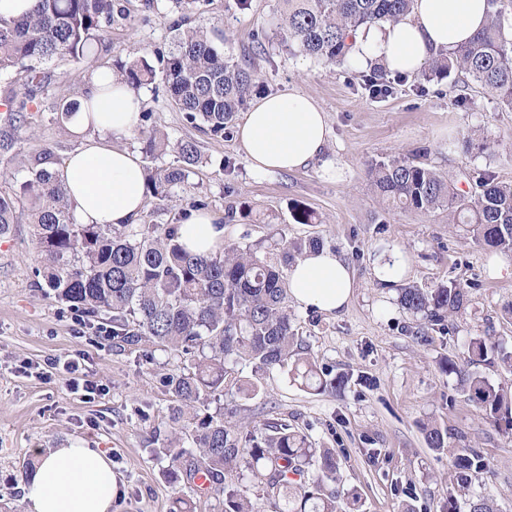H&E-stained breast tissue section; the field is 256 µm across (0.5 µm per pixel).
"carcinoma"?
<instances>
[{"label":"carcinoma","instance_id":"obj_1","mask_svg":"<svg viewBox=\"0 0 512 512\" xmlns=\"http://www.w3.org/2000/svg\"><path fill=\"white\" fill-rule=\"evenodd\" d=\"M284 22L276 28L280 45L293 55L324 64L350 62L352 36L362 27L395 23L411 11L413 0H279ZM483 28L455 48L431 53L416 73L425 82L451 71L463 72L485 88L499 105L512 111V39L502 20L500 0H487ZM127 17L118 0H36L32 11L9 21L0 19V165L25 153L24 133L40 111L38 93L47 64H84L98 47L112 49L115 18ZM155 69L146 57L117 63V78L135 91L161 81L177 108L192 124L224 137L260 83L255 72L224 58L203 28L177 31L169 52ZM365 88L374 96L390 92L380 65ZM71 94L54 103L56 120L66 125L79 109ZM141 115L134 136L144 158L173 160L144 168L145 196L166 199L189 182L202 155L193 140L173 141L146 125ZM52 149L29 159L26 173L9 192L0 191V236L26 217L39 256L35 276L67 307L87 318L112 324V339L122 346L145 344L181 360L162 383L175 397L171 420L181 425L189 447L154 449L169 459L167 479L196 484L215 501L217 512H357V499L344 502L330 486L336 483V453L313 446L308 436L286 423L250 428L238 424L221 399H252L264 377L287 372L300 386L334 392L344 378L320 371L313 358L299 356L288 306V270L320 237L288 235V227L246 243H226L215 254L190 253L179 241L178 224H80L51 166ZM375 191L395 208L421 213L448 208L453 224H470L484 247L512 252V184L491 175L478 178L461 193L451 178L405 157L377 161L369 169ZM28 203L27 213L20 204ZM298 224H316L317 214L300 204L292 208ZM401 307L430 323L443 324L467 302L456 284L433 288L409 286L398 294ZM468 363H498L512 369V351L489 336L470 339ZM251 367L243 377L237 365ZM441 370L457 376L458 388L493 426L512 435V390L496 387L478 373H464L453 361ZM428 447H448V431L423 424ZM485 467L473 448L455 455L457 491L465 490L472 471ZM244 474L255 496L226 482Z\"/></svg>","mask_w":512,"mask_h":512}]
</instances>
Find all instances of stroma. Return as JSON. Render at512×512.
I'll return each mask as SVG.
<instances>
[{
	"label": "stroma",
	"instance_id": "obj_1",
	"mask_svg": "<svg viewBox=\"0 0 512 512\" xmlns=\"http://www.w3.org/2000/svg\"><path fill=\"white\" fill-rule=\"evenodd\" d=\"M130 22L112 26L115 56L168 52L173 26L220 31L216 44L225 58L256 69L263 94L294 89L313 97L327 114L329 140L323 159L342 177L326 178L318 166L295 172L254 171L235 134L216 138L189 124L163 88L140 92L148 124L171 139L197 141L203 162L188 185L167 200L150 199L157 224H173L191 200L204 198L224 226V238L243 242L287 225L290 234L318 236L335 244L353 267L354 295L342 312L326 314L293 306L300 338L320 369L348 374L339 392H314L276 371L266 392L252 400L224 398L243 421L285 423L312 442L334 448L339 460L336 490L357 497L360 512H443L454 483L450 456L463 448L480 451L488 471L474 474L468 497H494L501 512H512V435L498 434L483 412L457 389L455 376L442 373L445 359L463 362L470 337L487 335L512 350V274L495 275L494 253L475 241L466 224H452L448 212L424 214L388 207L368 177L372 161L419 156L443 175L487 173L512 184V112L498 107L478 86L459 103L458 74L420 87L418 78L394 83L390 95L372 96L364 71L323 65L293 56L272 42L281 21L278 0H204L182 13L163 0H129ZM41 92L43 107L26 144L27 155L51 148L58 158L80 141L63 130L52 108L60 88L78 86L77 65L49 66ZM230 169H221V162ZM314 210L316 224L294 223L293 204ZM399 249L407 259L405 285L456 282L468 291L466 309L445 325L427 326L402 310L396 294L383 293L371 268L376 251ZM37 254L26 221L0 238V512H25L21 480L35 449L78 443L112 455L119 494L112 512H168L174 497L194 498L197 512H211L189 484L169 483L168 459L154 458L159 441L180 437L169 419L171 393L161 377L176 358L156 352L146 361L143 345H115L112 326L85 323L33 285ZM80 362L99 391L83 399L45 373L47 358ZM435 421L448 431V450L428 448L420 428Z\"/></svg>",
	"mask_w": 512,
	"mask_h": 512
}]
</instances>
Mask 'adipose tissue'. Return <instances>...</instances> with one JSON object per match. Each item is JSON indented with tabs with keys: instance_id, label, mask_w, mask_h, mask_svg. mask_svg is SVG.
I'll return each instance as SVG.
<instances>
[{
	"instance_id": "1",
	"label": "adipose tissue",
	"mask_w": 512,
	"mask_h": 512,
	"mask_svg": "<svg viewBox=\"0 0 512 512\" xmlns=\"http://www.w3.org/2000/svg\"><path fill=\"white\" fill-rule=\"evenodd\" d=\"M487 0H414L396 23L359 29L352 61L380 62L389 71L417 73L432 51L451 49L481 28ZM141 99L111 73L90 78V98L81 101L71 129L85 134L53 172L82 224H130L144 205L143 164L137 154L112 146L113 137L140 123ZM327 114L312 97L293 91L256 98L237 129L251 167L291 172L320 160L327 146ZM180 241L191 252L209 254L224 244V227L206 211H186ZM356 286L352 267L330 248L307 253L288 271V292L300 306L326 314L341 311ZM35 472L22 484L26 512H112L118 484L106 450L81 445L38 454Z\"/></svg>"
}]
</instances>
